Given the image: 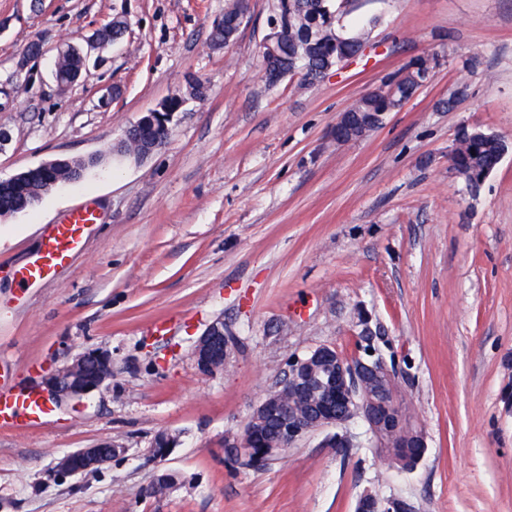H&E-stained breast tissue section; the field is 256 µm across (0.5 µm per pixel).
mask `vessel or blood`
<instances>
[{"mask_svg": "<svg viewBox=\"0 0 512 512\" xmlns=\"http://www.w3.org/2000/svg\"><path fill=\"white\" fill-rule=\"evenodd\" d=\"M97 216L91 208L71 212L63 221L48 227L43 236L41 253L36 260L19 271L18 280L28 284L48 279L69 260L81 243L89 224ZM54 407L42 395L31 390H0V427L23 431L45 422Z\"/></svg>", "mask_w": 512, "mask_h": 512, "instance_id": "1", "label": "vessel or blood"}]
</instances>
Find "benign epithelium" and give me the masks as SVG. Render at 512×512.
I'll return each instance as SVG.
<instances>
[{
    "label": "benign epithelium",
    "instance_id": "obj_1",
    "mask_svg": "<svg viewBox=\"0 0 512 512\" xmlns=\"http://www.w3.org/2000/svg\"><path fill=\"white\" fill-rule=\"evenodd\" d=\"M288 42V29L280 21V12L273 9L262 47L267 54L277 56L280 45ZM231 339L224 329V321L211 323L194 348L197 368L211 373L224 367L228 357ZM94 361L100 370L93 376H86L85 366ZM393 377L391 366L374 352L367 350L353 358L340 355L330 346H319L303 356L288 358L283 376L274 387L277 396L264 398L254 410L260 417L271 416L279 421L277 442L273 448L261 451L251 447L252 428L226 442V447L238 449L239 458L252 468L269 464L270 458L292 447L307 434L328 427L340 428L356 418L368 426L373 446L395 448L401 455H410L412 448H427L422 430L415 428L410 416L399 398L398 392L389 384ZM112 379V355L106 351L88 350L65 364L45 379L46 397L54 403L79 399L100 389ZM322 393L319 415L312 419L292 408L282 406V397L299 398L307 389ZM161 450L151 458L162 462L177 447L178 435L162 433L158 438ZM122 448L115 446L112 454L98 448H78L62 457L56 465V473L70 476L81 473L76 464L82 462L88 468H98L112 461ZM358 512H414L413 506L401 498H379L364 492L357 500Z\"/></svg>",
    "mask_w": 512,
    "mask_h": 512
}]
</instances>
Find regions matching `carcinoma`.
Masks as SVG:
<instances>
[{
    "label": "carcinoma",
    "mask_w": 512,
    "mask_h": 512,
    "mask_svg": "<svg viewBox=\"0 0 512 512\" xmlns=\"http://www.w3.org/2000/svg\"><path fill=\"white\" fill-rule=\"evenodd\" d=\"M282 18L288 21L293 38L282 51L286 62L298 57V68L302 70L304 80L313 82L336 61L345 56L357 54L361 42L369 36L370 29L362 28L348 33L340 25L346 13L348 0H281ZM125 30V21L120 17L97 29L98 37L106 42L118 40ZM426 61L416 58L401 72L391 77L386 86L393 90L396 101L408 98L420 76ZM386 105L384 93H374L359 99L351 108L353 112H379ZM170 136V125L161 121L147 120L142 123L132 139L144 142L164 143ZM509 144L503 137L480 129L463 128L458 134L454 150L451 153V167L461 177L472 192H476L486 179L496 170L503 156L508 152ZM99 159L71 158L64 164L59 177H82ZM53 189L41 172L27 170L16 179L0 180V217L13 216L32 210L43 195ZM256 436L253 445L263 448L276 441L277 422L272 419L264 422L258 419L253 423Z\"/></svg>",
    "instance_id": "carcinoma-1"
}]
</instances>
